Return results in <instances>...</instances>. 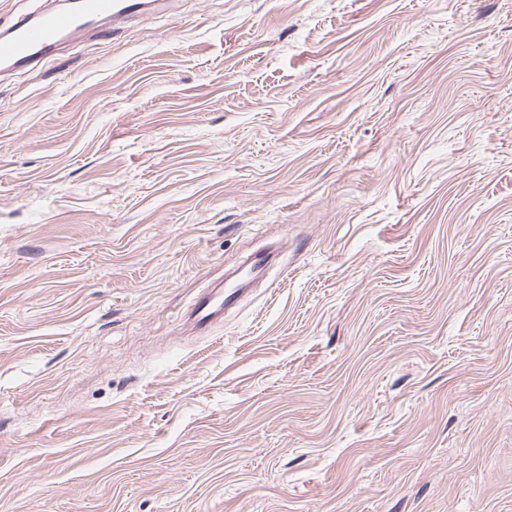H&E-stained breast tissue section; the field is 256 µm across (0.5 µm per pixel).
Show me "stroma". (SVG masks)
Instances as JSON below:
<instances>
[{"label": "stroma", "mask_w": 512, "mask_h": 512, "mask_svg": "<svg viewBox=\"0 0 512 512\" xmlns=\"http://www.w3.org/2000/svg\"><path fill=\"white\" fill-rule=\"evenodd\" d=\"M0 512H512V0H171L1 72ZM241 288L221 286L209 288L195 301L189 315L195 327L205 331L224 317V310L233 307L240 299Z\"/></svg>", "instance_id": "1"}]
</instances>
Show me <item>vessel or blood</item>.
Masks as SVG:
<instances>
[{"instance_id": "1", "label": "vessel or blood", "mask_w": 512, "mask_h": 512, "mask_svg": "<svg viewBox=\"0 0 512 512\" xmlns=\"http://www.w3.org/2000/svg\"><path fill=\"white\" fill-rule=\"evenodd\" d=\"M165 0H75L68 8H48L24 18L0 34V65L15 70L32 66L65 38L97 27L104 20L119 24L160 10ZM240 299L235 287L210 288L195 301L190 317L205 331L224 317Z\"/></svg>"}]
</instances>
